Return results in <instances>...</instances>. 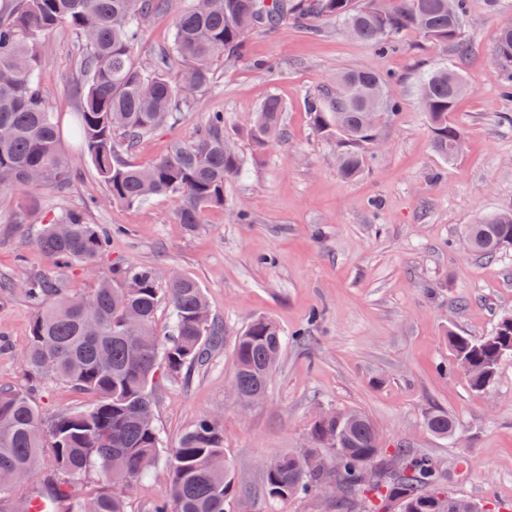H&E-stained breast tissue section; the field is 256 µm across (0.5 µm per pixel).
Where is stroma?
I'll return each mask as SVG.
<instances>
[{
	"label": "stroma",
	"instance_id": "obj_1",
	"mask_svg": "<svg viewBox=\"0 0 512 512\" xmlns=\"http://www.w3.org/2000/svg\"><path fill=\"white\" fill-rule=\"evenodd\" d=\"M512 7L468 0L464 64L471 83L454 110L464 145L452 161L433 151L418 109V76L454 53L404 35L385 54L347 37L335 23L306 32L287 20L247 37L243 57L217 63L214 81L186 116L140 141L125 159L148 165L171 142L195 139L209 115H224L245 156L226 182L223 207L186 231L179 201L156 197L128 208L110 202L70 126L78 105L76 37L59 29L41 47L39 82L59 125L75 174L65 191H32V222L15 226L19 196L0 189V388L31 390L45 416L87 403V395L49 380L31 388L22 353L33 310L21 288L31 276L56 278L72 291L95 285L112 265L177 271L201 284L224 337L202 363L152 386L154 417L166 448L204 416L223 427L224 452L240 499L235 512H334L321 497L269 502L263 465L275 454L308 445L320 413L357 409L377 426L383 447L402 445L432 456L445 488L512 512V360L493 387L475 393L448 346L449 333L480 338L512 314V250L492 259L464 245L480 215L512 209V101L499 94L503 72L494 40ZM372 69L392 77L402 98L380 131L361 177L343 180L334 147L313 128L307 96L325 90L336 72ZM284 106L283 141L253 150L244 123L268 97ZM96 199L87 208L88 199ZM85 210L89 223L114 230L96 272L55 266L35 239L53 216ZM247 213L240 221L239 213ZM271 317L288 338L263 401L241 405L230 395L238 333L255 317ZM432 411L457 423L440 438L424 426ZM169 474L157 461L128 494V512H152Z\"/></svg>",
	"mask_w": 512,
	"mask_h": 512
}]
</instances>
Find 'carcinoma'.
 Instances as JSON below:
<instances>
[{
    "label": "carcinoma",
    "instance_id": "1",
    "mask_svg": "<svg viewBox=\"0 0 512 512\" xmlns=\"http://www.w3.org/2000/svg\"><path fill=\"white\" fill-rule=\"evenodd\" d=\"M175 0H15L0 10V189H62L73 178L59 146L54 113L42 99L37 81L39 46L60 27L79 42L76 65L83 78L74 129L81 149L103 182L108 199L137 207L149 199L180 200L179 223L193 231L205 214L224 206V183L244 167L243 154L215 112L191 142H175L150 166L119 160L141 139L186 115L198 93L212 83L217 62L235 61L256 28H273L286 18L307 30L312 21L340 25L351 37L380 52L412 32L449 45L458 60L469 54L462 39L467 0H182L176 9L170 44L149 66L134 62L145 22L168 10ZM495 56L506 73L500 93L512 99V19L498 30ZM469 87L466 72L444 62L417 82L419 109L434 152L453 159L464 134L453 118L457 101ZM400 98L394 81L371 69L336 74L332 88L312 95L307 109L317 132L336 151L338 174L359 178L369 153L378 148L381 124L397 115ZM283 105L271 96L251 118L246 135L263 149L281 137ZM466 241L476 254L512 248V210L481 216L468 225ZM110 229L87 222L78 211L49 220L37 235L39 250L55 265L88 267L107 250ZM22 288L35 309L23 361L31 380H59L91 397L79 410L45 419L26 390L0 388V475L28 477L44 454L54 477L40 495L53 512H127L126 497L155 463L164 440L154 421L141 417L153 407L150 388L158 372L175 379L184 367L203 358L206 346L224 335L211 316L198 281L179 272L162 280L145 265H117L98 276L87 292L70 293L60 281L31 278ZM169 311L166 330L157 328L161 308ZM141 317V329L128 339V312ZM456 361L476 392L490 389L501 362L512 357V315L502 316L481 339L451 333ZM287 337L269 318L253 320L234 343L233 377L246 402H258L277 369ZM426 428L446 438L456 424L443 412L425 419ZM336 437V447L327 443ZM303 451L274 455L264 465V489L272 502L304 498L325 483L342 488L336 512H458L462 496L443 487V475L430 457L409 448L379 453L375 424L356 409L326 414L312 424ZM224 456L218 423L203 417L187 430L167 457L169 486L153 512H229L239 487ZM330 460L309 466L307 457ZM377 471L371 485L362 468ZM101 473L103 484L84 490L86 476Z\"/></svg>",
    "mask_w": 512,
    "mask_h": 512
}]
</instances>
